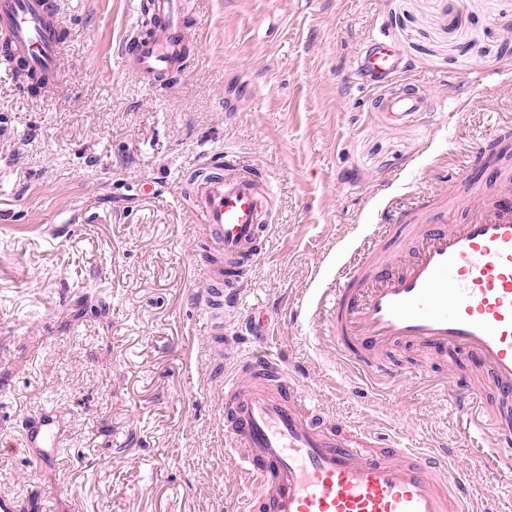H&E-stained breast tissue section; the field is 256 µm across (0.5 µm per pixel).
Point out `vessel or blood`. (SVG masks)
Wrapping results in <instances>:
<instances>
[{"instance_id": "b4317fda", "label": "vessel or blood", "mask_w": 512, "mask_h": 512, "mask_svg": "<svg viewBox=\"0 0 512 512\" xmlns=\"http://www.w3.org/2000/svg\"><path fill=\"white\" fill-rule=\"evenodd\" d=\"M153 9L154 33L129 31L118 52L128 71L165 91L167 75L188 59L183 0H155ZM64 27L58 0H0V30L26 72L60 75ZM403 69L396 48L373 36L354 72L362 84L383 87ZM427 102L415 87L384 96L380 107L401 126ZM511 138L503 133L478 149L458 178L459 219L449 220L447 207L425 196L412 218L382 214L372 251L318 289L310 318L324 320L335 352L370 377L394 379L377 356L397 345L477 362L495 405L463 436L493 430L497 467L512 477V181L496 164ZM482 184L495 186L494 197L479 192ZM276 196L262 168L229 154L222 174L191 185V205L220 257L204 269L199 293L216 343H223L224 317L241 306L270 245ZM58 434L46 414L30 442L48 457L46 443ZM224 445L237 473L256 487L246 512H463L485 495L469 470L330 415L271 358L245 356L225 380Z\"/></svg>"}]
</instances>
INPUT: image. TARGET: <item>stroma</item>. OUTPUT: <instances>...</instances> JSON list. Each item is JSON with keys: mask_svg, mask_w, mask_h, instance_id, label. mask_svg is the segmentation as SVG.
Listing matches in <instances>:
<instances>
[{"mask_svg": "<svg viewBox=\"0 0 512 512\" xmlns=\"http://www.w3.org/2000/svg\"><path fill=\"white\" fill-rule=\"evenodd\" d=\"M64 2L61 82L30 91L0 66V497L18 512H239L224 378L261 352L334 416L449 446L490 512H512L494 449L457 443L447 358L391 350L402 377L385 385L290 317L382 211L446 192L512 129V0H187L196 62L165 94L117 53L127 0ZM372 36L433 110L401 127L377 112L380 92L351 77ZM227 153L279 190L246 288V310L270 317L265 347L234 316L214 348L197 303L209 246L182 189ZM46 412L62 430L38 461L25 430Z\"/></svg>", "mask_w": 512, "mask_h": 512, "instance_id": "stroma-1", "label": "stroma"}]
</instances>
